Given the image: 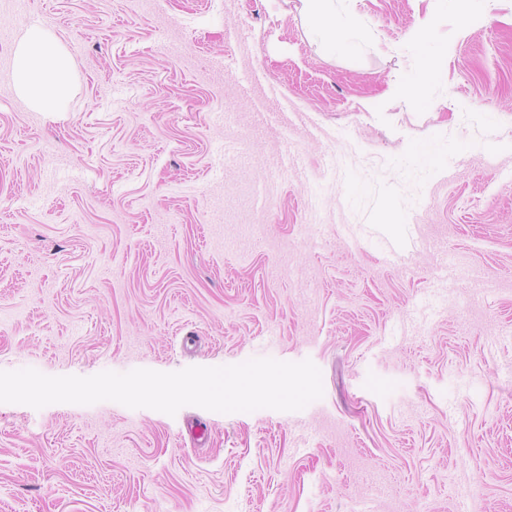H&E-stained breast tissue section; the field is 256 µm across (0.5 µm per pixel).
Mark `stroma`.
Returning a JSON list of instances; mask_svg holds the SVG:
<instances>
[{"instance_id":"1","label":"stroma","mask_w":512,"mask_h":512,"mask_svg":"<svg viewBox=\"0 0 512 512\" xmlns=\"http://www.w3.org/2000/svg\"><path fill=\"white\" fill-rule=\"evenodd\" d=\"M297 3L0 0V370L323 384L0 403V512H512V0H336L333 57ZM37 29L75 63L60 112L16 88ZM445 54H447V48L437 49L427 46L423 52L421 69L404 83H398L397 96L405 99H419L423 87L436 78L438 60Z\"/></svg>"}]
</instances>
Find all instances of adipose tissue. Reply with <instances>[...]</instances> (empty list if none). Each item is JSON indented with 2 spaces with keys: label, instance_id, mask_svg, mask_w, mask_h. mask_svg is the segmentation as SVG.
<instances>
[{
  "label": "adipose tissue",
  "instance_id": "1",
  "mask_svg": "<svg viewBox=\"0 0 512 512\" xmlns=\"http://www.w3.org/2000/svg\"><path fill=\"white\" fill-rule=\"evenodd\" d=\"M303 14L316 27L325 30L322 50L332 56L347 51L345 36L357 28V21L336 13L334 0H299ZM19 69L16 76L18 90L35 106L45 112L61 111L70 86L73 61L62 53L55 42L41 32L29 33L17 49Z\"/></svg>",
  "mask_w": 512,
  "mask_h": 512
}]
</instances>
